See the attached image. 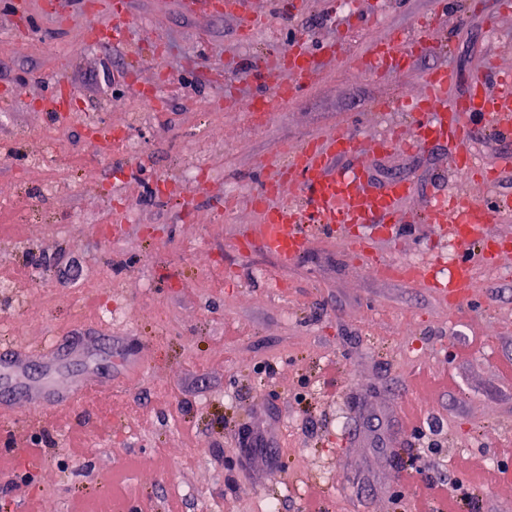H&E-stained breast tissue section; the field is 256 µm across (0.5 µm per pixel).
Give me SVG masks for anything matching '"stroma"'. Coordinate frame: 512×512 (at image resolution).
<instances>
[{
  "label": "stroma",
  "instance_id": "35a3bbf8",
  "mask_svg": "<svg viewBox=\"0 0 512 512\" xmlns=\"http://www.w3.org/2000/svg\"><path fill=\"white\" fill-rule=\"evenodd\" d=\"M17 2L0 0V346L71 349L64 376L100 386L70 405L0 403V450L20 464L38 438L48 455L30 496L59 512H167L175 501L261 512L270 499L298 512L312 493L327 512H421L428 481L463 470L485 479L480 512H512V480L486 478L512 442V135L467 120L468 146L494 178L466 188L503 208L493 253L472 251L459 306L356 262L336 234L312 235L288 263L248 242L251 198L279 146L340 125L409 135L401 100L440 66L454 74L450 94L468 96L479 76L496 95L498 69L512 68V14L499 15V0H356L332 13L324 0L300 13L252 0L270 19L247 42L238 19L207 7L129 0L118 43L113 0H67L62 13L25 0L23 25ZM377 8L381 24L360 22ZM416 27L425 47L407 71H357L389 31ZM295 42L318 56L312 85L273 112L226 108L229 89L243 102L273 94L287 73L259 75L254 61ZM64 88L71 107L45 108ZM146 91L151 112L137 109ZM459 150L442 140L341 160L364 167L371 190L412 188L407 224L373 244L380 259L427 264L441 250L448 230L422 211L461 186ZM161 181L176 196H156ZM231 194L243 201L228 212ZM117 209L120 233L98 234ZM408 407L424 410L425 439L403 430ZM258 422L265 442L242 447ZM73 435L90 450L80 464L67 453ZM174 456L191 463L169 472ZM411 460L422 480L404 491Z\"/></svg>",
  "mask_w": 512,
  "mask_h": 512
}]
</instances>
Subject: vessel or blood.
I'll use <instances>...</instances> for the list:
<instances>
[{"mask_svg": "<svg viewBox=\"0 0 512 512\" xmlns=\"http://www.w3.org/2000/svg\"><path fill=\"white\" fill-rule=\"evenodd\" d=\"M423 48L424 40L418 32H394L358 57L356 66L364 72L389 76L406 70ZM276 65L285 68L289 74L288 82L277 92L278 99L283 102L292 99L317 76L315 61L294 47L266 58L261 68L267 71ZM452 81L448 68L426 72L421 92L412 95L405 103L406 110L415 119L414 136L406 139L380 134L371 139V148L409 149L448 138L468 139V127L458 121L463 112L485 117L496 133L512 132V114L499 109L501 100L512 97L511 71H501V92L496 96L487 95L482 81L477 80L468 97L451 98L448 87ZM359 147V137L340 127L328 135L310 138L284 155L275 177L264 183L253 199L254 208L262 216L256 235L265 250L288 262L302 255L312 225H319L323 230L358 227L370 223L375 217L391 224L403 223L402 202L411 193L410 185L392 181L381 192L372 194L366 189L367 176L361 168L335 169L338 157L356 153ZM284 190L289 193L288 203L273 204V197ZM424 219L430 224L447 225L448 236L458 254L448 272L413 267L408 278L452 303L463 302L473 280V265L464 258L463 252L483 245L487 227L494 221V212L470 197L443 195L427 207ZM53 358V353L41 348L7 347L0 350V370L18 376L24 373L30 360L50 361ZM83 389V384L71 383L55 391L46 383L25 387L24 393L27 403L38 407L47 392H54L59 402L68 403Z\"/></svg>", "mask_w": 512, "mask_h": 512, "instance_id": "b4317fda", "label": "vessel or blood"}]
</instances>
